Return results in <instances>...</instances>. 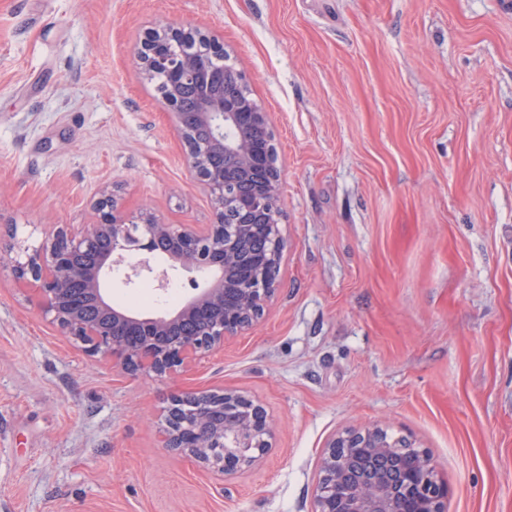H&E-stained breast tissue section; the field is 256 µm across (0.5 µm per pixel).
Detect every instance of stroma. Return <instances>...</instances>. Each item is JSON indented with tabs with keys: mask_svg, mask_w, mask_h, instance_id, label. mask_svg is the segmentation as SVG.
Here are the masks:
<instances>
[{
	"mask_svg": "<svg viewBox=\"0 0 512 512\" xmlns=\"http://www.w3.org/2000/svg\"><path fill=\"white\" fill-rule=\"evenodd\" d=\"M218 33L273 120L281 291L175 378L89 360L0 270V512H312L323 448L376 425L432 457L448 512H512V6L507 0H0V249L131 215L208 224L134 50ZM107 283L171 312L151 280ZM261 403L274 446L224 485L163 448L172 394Z\"/></svg>",
	"mask_w": 512,
	"mask_h": 512,
	"instance_id": "stroma-1",
	"label": "stroma"
}]
</instances>
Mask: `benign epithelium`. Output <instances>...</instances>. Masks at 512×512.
I'll return each mask as SVG.
<instances>
[{
  "mask_svg": "<svg viewBox=\"0 0 512 512\" xmlns=\"http://www.w3.org/2000/svg\"><path fill=\"white\" fill-rule=\"evenodd\" d=\"M206 42L210 55L176 51ZM224 55L218 37L194 28L160 25L145 35L135 58L148 76L167 83L164 100L178 108V89L201 85L195 112L175 113L189 170L209 194L213 223L202 227L166 224L148 213L127 214L112 191L102 190L90 224H57L25 258L0 252V267L17 280L36 283L43 314L80 344L92 361L105 359L121 373L166 377L224 348L226 339L249 329L275 300L283 258L280 235V172L275 162L270 113L252 98L226 87L224 71L208 59ZM206 133L196 138L195 129ZM246 182V192L230 188ZM233 212L234 221L224 223ZM252 237L267 248L243 259L239 249ZM130 251L140 262L126 281L151 277L166 290L168 275L151 258L167 253L181 269L207 286L177 315L126 316L113 308L105 283ZM96 308L99 317L87 313ZM265 409L232 390L184 393L170 400L162 430L164 447L213 469L223 479L252 468L272 448ZM407 440L387 441L377 427L350 428L323 449L314 487L313 512H447L448 484L439 479L429 454Z\"/></svg>",
  "mask_w": 512,
  "mask_h": 512,
  "instance_id": "7a95c632",
  "label": "benign epithelium"
}]
</instances>
